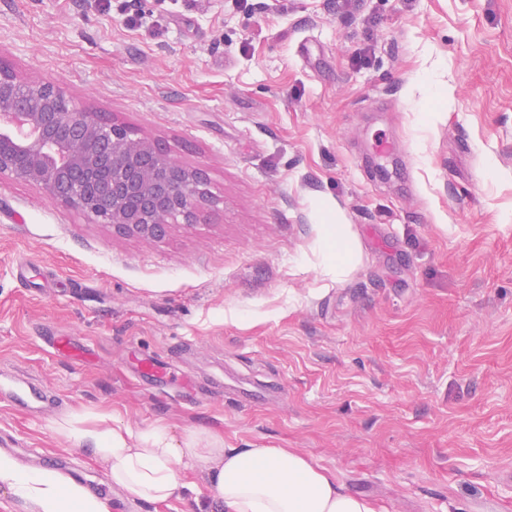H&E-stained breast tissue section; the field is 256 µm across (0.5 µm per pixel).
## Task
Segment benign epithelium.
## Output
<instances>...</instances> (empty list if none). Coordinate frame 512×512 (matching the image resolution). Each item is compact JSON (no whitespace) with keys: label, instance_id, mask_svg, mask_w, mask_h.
Wrapping results in <instances>:
<instances>
[{"label":"benign epithelium","instance_id":"1","mask_svg":"<svg viewBox=\"0 0 512 512\" xmlns=\"http://www.w3.org/2000/svg\"><path fill=\"white\" fill-rule=\"evenodd\" d=\"M142 240L209 218L217 200L202 170L158 140L77 104L67 88L22 80L0 63V175Z\"/></svg>","mask_w":512,"mask_h":512}]
</instances>
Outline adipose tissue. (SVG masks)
<instances>
[{
    "instance_id": "obj_1",
    "label": "adipose tissue",
    "mask_w": 512,
    "mask_h": 512,
    "mask_svg": "<svg viewBox=\"0 0 512 512\" xmlns=\"http://www.w3.org/2000/svg\"><path fill=\"white\" fill-rule=\"evenodd\" d=\"M53 427L68 445L86 449L131 500L159 504L183 497L192 488L189 471L199 467L223 512H375L334 474L289 448H230L209 429L178 439L162 425L135 431L116 417L90 412L68 413ZM0 486L20 496L28 512H111L109 498L58 474L23 470L4 454Z\"/></svg>"
}]
</instances>
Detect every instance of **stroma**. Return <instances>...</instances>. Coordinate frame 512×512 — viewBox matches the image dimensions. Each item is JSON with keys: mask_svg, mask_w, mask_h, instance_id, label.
Segmentation results:
<instances>
[{"mask_svg": "<svg viewBox=\"0 0 512 512\" xmlns=\"http://www.w3.org/2000/svg\"><path fill=\"white\" fill-rule=\"evenodd\" d=\"M0 61L220 200L144 241L0 177V373L59 415L295 449L379 512H512V0H0ZM339 218L359 244L341 279ZM0 437L21 464L72 453L112 512L211 496L198 469L193 497L131 501L2 400ZM46 341L54 354L58 357L70 360H82L86 350L74 344L68 336H48Z\"/></svg>", "mask_w": 512, "mask_h": 512, "instance_id": "35a3bbf8", "label": "stroma"}]
</instances>
